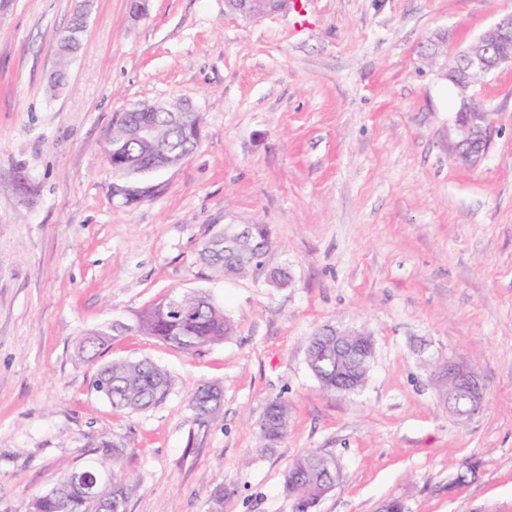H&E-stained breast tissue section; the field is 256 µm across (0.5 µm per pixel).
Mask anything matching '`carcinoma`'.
<instances>
[{
	"mask_svg": "<svg viewBox=\"0 0 512 512\" xmlns=\"http://www.w3.org/2000/svg\"><path fill=\"white\" fill-rule=\"evenodd\" d=\"M154 129L151 140L139 137L140 126ZM199 119L180 100L164 103L137 104L120 113L107 142L105 154L123 156L125 163L118 172L137 176L159 163L179 164L197 145ZM243 235L238 248L224 250V236H215L201 249V259L222 275H239L260 269L257 258L264 255L270 244V232L265 224L241 225ZM135 330L186 352L197 351L224 339L232 327L224 311L202 292L176 293L166 300L139 313L134 323L114 322L91 331L80 343L83 353L97 350L112 336ZM308 367L319 388L336 391V385L363 387L367 375L336 357V331L325 329L314 336L308 346ZM96 387L119 410L136 412L153 407L167 396L170 379L159 366L148 360L114 361L104 366L96 379ZM223 392L217 386L198 388L192 403L201 415H213L221 408ZM470 402L460 395L449 402L448 413L459 421L469 418ZM288 403L280 398L271 400L257 421L260 440L274 446L288 430ZM105 452L84 466L91 471L99 464L111 467L123 452L121 445L102 443ZM336 478L333 459L312 451L297 458L284 476V489L293 500L294 512H313L321 497L330 490ZM74 476L67 473L62 481L32 502V512H126V504L134 489L129 478L111 479L94 499L84 497L73 487Z\"/></svg>",
	"mask_w": 512,
	"mask_h": 512,
	"instance_id": "obj_1",
	"label": "carcinoma"
}]
</instances>
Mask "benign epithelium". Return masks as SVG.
Segmentation results:
<instances>
[{
  "mask_svg": "<svg viewBox=\"0 0 512 512\" xmlns=\"http://www.w3.org/2000/svg\"><path fill=\"white\" fill-rule=\"evenodd\" d=\"M287 0H225V4L234 12L248 18L263 16L281 10ZM79 24L68 26L61 34L59 42L67 44L76 40V34L84 31L87 13L77 14ZM466 66L467 72L488 76L505 67H512V12L495 19L475 41L458 54ZM448 84L459 89V107L456 113V125L460 137L455 146L456 157L466 165L478 162L487 152L492 140V126L487 121L488 113L483 105L470 94L469 87L458 78V70L450 68L444 72ZM441 376L448 380V397L462 391L470 396L473 410H478L484 400L483 383L476 369L466 361L451 359L438 365ZM110 474L98 469L87 474L81 483L85 495L95 496L100 485L109 481Z\"/></svg>",
  "mask_w": 512,
  "mask_h": 512,
  "instance_id": "benign-epithelium-1",
  "label": "benign epithelium"
}]
</instances>
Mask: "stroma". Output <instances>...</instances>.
Here are the masks:
<instances>
[{
    "mask_svg": "<svg viewBox=\"0 0 512 512\" xmlns=\"http://www.w3.org/2000/svg\"><path fill=\"white\" fill-rule=\"evenodd\" d=\"M75 0H0V512L123 444L127 512H293L291 463L318 449L336 480L316 512H512V69L471 89L495 135L454 153L456 93L424 55L469 46L512 0H308L246 20L224 0H88L79 54L52 89ZM185 100L200 139L134 178L104 154L119 112ZM139 199L128 202V192ZM268 225L264 276L200 259L225 223ZM203 290L232 325L185 352L129 332L96 358L80 341L177 292ZM325 328L370 336L365 386L321 391L306 360ZM147 359L164 401L114 409L99 369ZM473 363L481 410L457 421L434 368ZM217 385L218 413L193 392ZM286 400L288 431L255 423ZM474 475L456 484L458 473ZM223 392L217 386L199 387L193 394L192 403L201 415H213L221 408ZM288 403L280 398L272 399L257 421L260 440L274 446L282 440L288 430Z\"/></svg>",
    "mask_w": 512,
    "mask_h": 512,
    "instance_id": "stroma-1",
    "label": "stroma"
}]
</instances>
